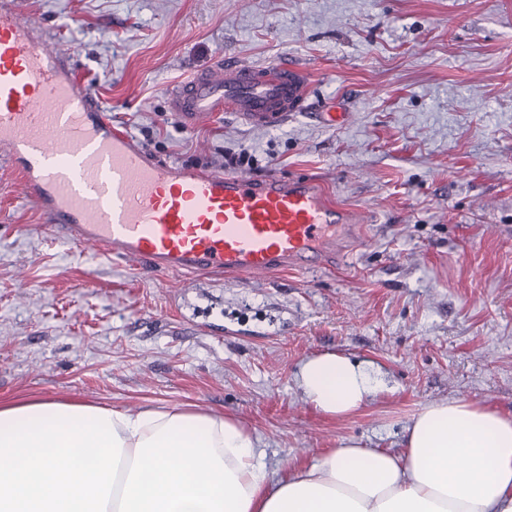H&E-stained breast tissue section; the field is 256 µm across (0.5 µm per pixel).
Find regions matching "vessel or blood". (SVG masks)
Wrapping results in <instances>:
<instances>
[{"mask_svg":"<svg viewBox=\"0 0 512 512\" xmlns=\"http://www.w3.org/2000/svg\"><path fill=\"white\" fill-rule=\"evenodd\" d=\"M308 89L298 64L223 57L167 96L188 128L218 112L276 128L304 109ZM0 159L52 231L163 272L300 269L336 257L359 231L357 213L329 203L312 179L201 173L151 158L12 0H0Z\"/></svg>","mask_w":512,"mask_h":512,"instance_id":"vessel-or-blood-1","label":"vessel or blood"}]
</instances>
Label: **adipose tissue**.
I'll return each mask as SVG.
<instances>
[{"label":"adipose tissue","instance_id":"obj_1","mask_svg":"<svg viewBox=\"0 0 512 512\" xmlns=\"http://www.w3.org/2000/svg\"><path fill=\"white\" fill-rule=\"evenodd\" d=\"M297 382L334 417L377 388L369 363L336 353ZM404 446L347 445L278 473L259 439L200 409L0 403V512H512V415L433 402Z\"/></svg>","mask_w":512,"mask_h":512}]
</instances>
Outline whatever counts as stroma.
Returning a JSON list of instances; mask_svg holds the SVG:
<instances>
[{"label": "stroma", "instance_id": "obj_1", "mask_svg": "<svg viewBox=\"0 0 512 512\" xmlns=\"http://www.w3.org/2000/svg\"><path fill=\"white\" fill-rule=\"evenodd\" d=\"M156 158L318 180L362 211L331 267L258 280L155 272L46 230L0 163V401L81 399L238 418L284 472L352 442L401 453L428 403L512 415V0H17ZM228 55L288 60L305 111L187 129L165 89ZM368 361L358 411L319 413L309 357Z\"/></svg>", "mask_w": 512, "mask_h": 512}]
</instances>
